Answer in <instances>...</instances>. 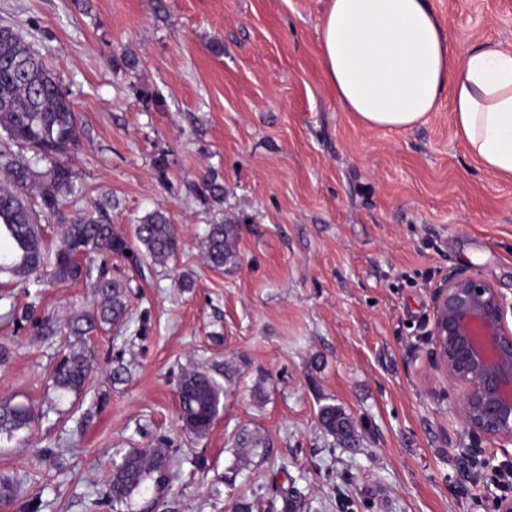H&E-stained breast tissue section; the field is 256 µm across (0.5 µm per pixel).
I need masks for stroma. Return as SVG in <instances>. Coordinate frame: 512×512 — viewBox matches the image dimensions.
Masks as SVG:
<instances>
[{
    "mask_svg": "<svg viewBox=\"0 0 512 512\" xmlns=\"http://www.w3.org/2000/svg\"><path fill=\"white\" fill-rule=\"evenodd\" d=\"M327 4L0 0V26L60 74L85 130L65 158L75 201L42 217L46 239L81 209L104 210L129 237L161 207L183 242L164 266L111 260L131 283L127 319L82 336L71 323L97 312L99 258L84 259L76 282L46 269L0 287V400L36 416L31 430L0 434V476L18 484L0 512H112L113 463L162 439L173 450L164 494L144 485L121 512L152 498L157 512H280L288 493L300 512H500L512 498L473 464L511 466L512 454L465 428L430 335L448 272L512 298V180L470 157L447 109L406 131L345 111L320 61ZM430 5L452 51L512 49V0ZM126 53L138 77L125 74ZM208 174L223 204L196 195ZM219 221L241 227L226 270L201 257ZM28 306L30 322L7 319ZM74 350L92 378L63 394L51 375ZM191 368L224 388L201 438L179 420L177 378ZM327 403L353 418L358 447L325 433ZM254 431L266 445L244 454L238 439Z\"/></svg>",
    "mask_w": 512,
    "mask_h": 512,
    "instance_id": "1",
    "label": "stroma"
}]
</instances>
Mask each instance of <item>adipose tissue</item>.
<instances>
[{
  "label": "adipose tissue",
  "mask_w": 512,
  "mask_h": 512,
  "mask_svg": "<svg viewBox=\"0 0 512 512\" xmlns=\"http://www.w3.org/2000/svg\"><path fill=\"white\" fill-rule=\"evenodd\" d=\"M319 35L326 78L361 123L408 130L447 102L469 154L512 179V50L453 55L428 0H330Z\"/></svg>",
  "instance_id": "obj_1"
}]
</instances>
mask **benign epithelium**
Segmentation results:
<instances>
[{"label": "benign epithelium", "instance_id": "1", "mask_svg": "<svg viewBox=\"0 0 512 512\" xmlns=\"http://www.w3.org/2000/svg\"><path fill=\"white\" fill-rule=\"evenodd\" d=\"M512 300L478 277L448 273L433 293L435 366L460 391L473 432L512 444Z\"/></svg>", "mask_w": 512, "mask_h": 512}]
</instances>
